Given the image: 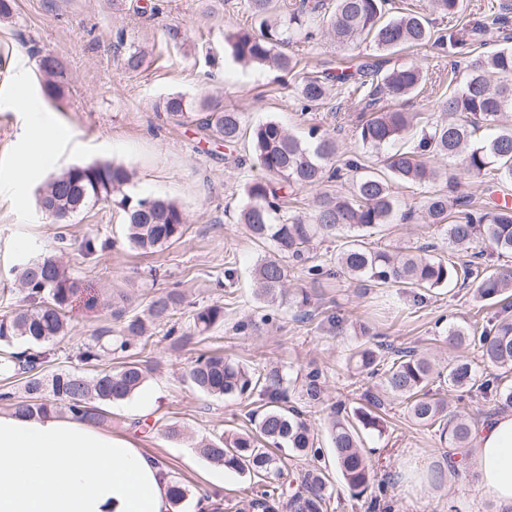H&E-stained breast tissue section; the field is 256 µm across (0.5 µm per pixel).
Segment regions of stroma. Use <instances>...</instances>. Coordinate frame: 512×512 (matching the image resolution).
Masks as SVG:
<instances>
[{
  "label": "stroma",
  "mask_w": 512,
  "mask_h": 512,
  "mask_svg": "<svg viewBox=\"0 0 512 512\" xmlns=\"http://www.w3.org/2000/svg\"><path fill=\"white\" fill-rule=\"evenodd\" d=\"M143 2L124 0L116 6L112 0H16L13 18L0 22V310L19 299L15 268L23 257L47 250L60 256L87 288L74 309L72 332L57 345L62 358L76 354L93 333L118 330L121 315L142 312L160 292L182 294L174 317L181 328L195 308L223 304V325L192 336L183 347L173 348L162 327L146 345L136 347L140 359L158 362L159 368L130 399L110 407L104 424L163 459L188 488L178 512H194L198 499L210 491L216 470L215 463L198 453V443L250 426L247 401L210 398L190 385L187 372L199 355L220 351L254 368L271 363L293 374L311 365L321 368L324 401L303 412L325 448L331 407L357 406L375 384L349 364L352 348L391 344L431 353L442 364L454 358L474 360L478 352L473 346L449 348V326L512 316V307L501 299L481 300L471 287L424 291L399 284L364 292L343 282L326 288L319 302L321 312L340 318V335L326 334L317 321H301L293 306L270 312L256 298L251 276L266 248L239 222L245 186L261 173L249 141L227 147L208 139L197 114L179 121L167 114V97L178 92L196 100L210 95L221 106L243 112L246 127L273 119L302 139L309 125H320L336 137L334 164L339 168L356 159L377 171L384 154L362 149L355 137L359 113L334 115L326 107L301 113L294 86L279 84L275 70L233 59L226 38L249 29L245 0H157L161 11L155 16L137 14ZM169 24L186 32L185 44L166 41ZM133 42L150 51L138 73L123 66L125 48ZM288 53L308 71L358 55L379 62L385 72L420 63L434 86L448 73L447 59L433 49L387 55L367 42L344 51L322 39L294 45ZM44 54L56 56L64 70L63 94L57 99L42 94L38 58ZM25 101L35 104V111H24ZM38 123L62 125L70 133L47 151L43 171L20 188L15 168ZM104 161L134 169L129 194L179 202L188 216L185 235L146 257L126 242L116 208L89 207L66 224L54 223L38 209L35 193L47 175ZM95 235L109 239L111 250L87 253L84 241ZM21 239L28 243L23 254L16 250ZM366 243L386 249L432 244L441 257L463 259L443 229L417 217L381 227ZM242 323L247 331H239ZM384 416L385 433L366 435L364 446L376 481L388 486L392 512H496L478 497L472 480L448 473L453 449L442 447L432 429L411 423L400 401H387ZM168 425L178 427L180 437H167Z\"/></svg>",
  "instance_id": "stroma-1"
}]
</instances>
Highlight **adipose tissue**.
Returning a JSON list of instances; mask_svg holds the SVG:
<instances>
[{
	"label": "adipose tissue",
	"mask_w": 512,
	"mask_h": 512,
	"mask_svg": "<svg viewBox=\"0 0 512 512\" xmlns=\"http://www.w3.org/2000/svg\"><path fill=\"white\" fill-rule=\"evenodd\" d=\"M465 470L512 512V408L474 430ZM172 477L131 439L69 413L0 412V512H172Z\"/></svg>",
	"instance_id": "ef3b65f1"
}]
</instances>
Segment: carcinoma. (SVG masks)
Masks as SVG:
<instances>
[{
    "label": "carcinoma",
    "instance_id": "carcinoma-1",
    "mask_svg": "<svg viewBox=\"0 0 512 512\" xmlns=\"http://www.w3.org/2000/svg\"><path fill=\"white\" fill-rule=\"evenodd\" d=\"M389 0H247L254 25L227 37L233 58L241 63L268 66L293 77L298 75L294 58L278 48L325 37L343 48L370 41L376 51L394 53L403 49H439L467 61L466 76L458 80L448 71V91L439 98L443 119L431 123L416 148L394 149L386 153L383 170L369 171L356 160L346 163L352 172L348 194L321 193L306 212L288 211V198L297 191L315 188L341 177L332 166L336 154L335 137L319 125L309 128L303 141L279 122L268 120L253 128L251 150L262 175L245 186L247 202L240 223L260 243H271L274 252L259 258L254 266L257 296L266 304H288L311 311L325 281L340 277L350 285L365 288L405 284L412 288L467 287L483 300L512 297V271L489 272L482 268L484 250L512 254V208L494 205L476 207L471 199H448L440 190L427 192L420 209L427 224L446 228L448 241L461 251L481 247L473 259L450 262L445 258L389 251L365 246L363 237L384 224L404 221L394 197L392 183L426 184L437 180L435 159H454L460 174L487 177L495 187L512 183V126L501 124V116L512 112V46L475 53L473 35L500 32L507 5L487 0L478 28L465 20L463 0H428L427 9L441 19H451L449 28H436L431 20L413 9L389 14ZM147 52L131 44L124 53V67L138 72ZM46 75L42 91L51 99L62 94L58 61L51 55L39 59ZM426 85L423 69L413 63L389 72L365 60L357 66L339 64L299 79L297 100L301 111L321 108L336 94L337 108L369 113L357 125L362 147L380 150L393 146L411 127L416 114L401 109L386 111L384 100L399 102L417 95ZM165 109L174 119L190 112L204 111L201 127L208 137L234 144L243 135V113L216 107L209 102L189 101L182 94L167 98ZM133 171L124 164L93 162L72 165L50 175L37 190L40 209L56 223L64 224L90 204L110 203L123 213L128 244L142 252L154 253L179 241L187 217L176 202L162 197H134L125 191ZM346 235L336 254V267L314 262L304 267L310 289L288 290V261L307 262L310 242ZM21 298L16 307L0 315V374L24 376L21 398L6 389L0 401L16 413L36 417L52 410L71 412L100 424L105 408L134 395L146 382L153 367L129 361L116 369H102L85 375L69 368L44 373L55 353L47 349L70 332L66 316L69 299L80 282L71 276L53 255H41L17 267ZM174 291L155 296L147 313L122 320L118 330L123 350L147 336L153 325L171 322L182 304ZM224 323V307L211 304L197 308L189 332L173 340L180 344L191 334H203ZM17 339L29 347L10 350ZM465 342L480 348L481 360L498 373L481 374L471 361L457 359L447 371L435 368L414 351L380 353L372 347H357L349 361L380 380L385 392L405 403L409 420L439 432L440 443L448 448H466L472 435L471 416L464 410H450L448 403L433 397L428 386L446 382L457 391L478 388L500 407L512 408V319L501 317L466 329L448 331V345ZM112 349V338L101 331L78 348L76 358L96 366ZM193 387L206 396L249 400L258 397V406L248 412L253 427L247 431L221 433L201 442V454L228 470L245 474L263 483L260 495L247 500L236 512H328V478L316 465L297 473V488L288 493V459L274 449L286 448L298 460L321 457L317 434L294 405L300 398L307 405L323 402L324 374L317 367L292 376L278 366L256 369L222 354L202 355L188 371ZM372 407L360 405L344 412L331 410L328 431L331 452L345 484L354 498H361L373 484L364 434L386 430L385 419L375 412L380 399L370 394Z\"/></svg>",
    "mask_w": 512,
    "mask_h": 512
}]
</instances>
